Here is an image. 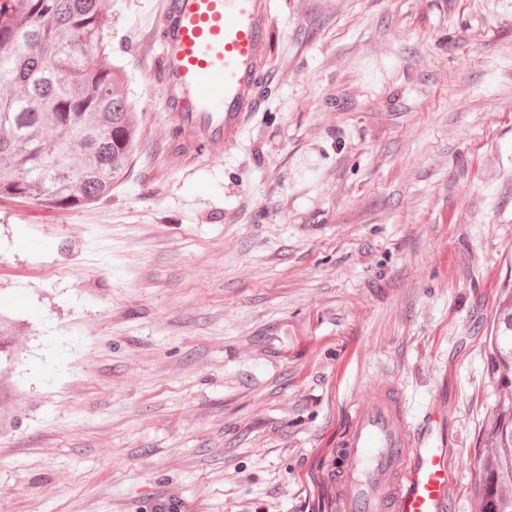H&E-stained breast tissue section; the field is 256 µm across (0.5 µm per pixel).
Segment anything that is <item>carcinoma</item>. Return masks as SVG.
Masks as SVG:
<instances>
[{"label":"carcinoma","mask_w":512,"mask_h":512,"mask_svg":"<svg viewBox=\"0 0 512 512\" xmlns=\"http://www.w3.org/2000/svg\"><path fill=\"white\" fill-rule=\"evenodd\" d=\"M108 0H0V196L55 209L112 193L137 115L105 53ZM499 401L479 460L478 512H512V295L490 338Z\"/></svg>","instance_id":"carcinoma-1"}]
</instances>
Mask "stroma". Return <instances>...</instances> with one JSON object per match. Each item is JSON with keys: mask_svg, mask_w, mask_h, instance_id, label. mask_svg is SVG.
Instances as JSON below:
<instances>
[{"mask_svg": "<svg viewBox=\"0 0 512 512\" xmlns=\"http://www.w3.org/2000/svg\"><path fill=\"white\" fill-rule=\"evenodd\" d=\"M274 2L222 158L171 156L154 0H112L128 176L88 207L0 198V512H326L345 410L390 378L413 415L447 402L452 512H475L512 291V0Z\"/></svg>", "mask_w": 512, "mask_h": 512, "instance_id": "35a3bbf8", "label": "stroma"}]
</instances>
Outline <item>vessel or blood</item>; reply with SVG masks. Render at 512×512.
Returning <instances> with one entry per match:
<instances>
[{"instance_id":"obj_1","label":"vessel or blood","mask_w":512,"mask_h":512,"mask_svg":"<svg viewBox=\"0 0 512 512\" xmlns=\"http://www.w3.org/2000/svg\"><path fill=\"white\" fill-rule=\"evenodd\" d=\"M272 26L270 0H159L151 73L178 131L174 153L220 157L236 145L270 72ZM447 418L439 401L415 421L392 380L359 394L318 474L330 512H452Z\"/></svg>"}]
</instances>
